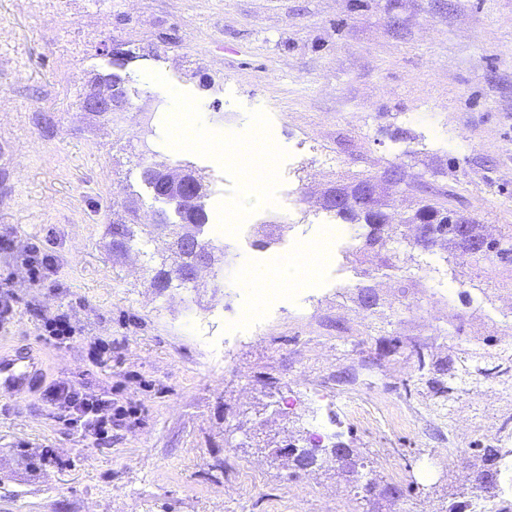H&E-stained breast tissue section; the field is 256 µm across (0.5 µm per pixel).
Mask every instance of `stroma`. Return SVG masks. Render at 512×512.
I'll return each mask as SVG.
<instances>
[{
    "mask_svg": "<svg viewBox=\"0 0 512 512\" xmlns=\"http://www.w3.org/2000/svg\"><path fill=\"white\" fill-rule=\"evenodd\" d=\"M116 44L136 90L121 126L80 108ZM183 108L201 133L252 120L286 150L263 205L235 165L162 150L204 177L209 224L233 205L249 225L225 240L218 275L160 293L140 254H110L107 228L137 181L140 133ZM391 164L408 175L388 195L396 210L425 183L490 235L512 224V0H0V235L15 243L0 250V285L16 297L0 352L39 354V387L67 381L132 412L98 440L37 397L0 393V512L492 506L470 490L483 448H512V367L484 373L512 307L479 291L488 260L447 271L430 254L429 275L404 254L385 277L377 255L355 264L340 243L303 302L271 308L262 336L236 318L251 292L221 285L240 258L286 254L327 223L326 187ZM35 241L61 263L42 287L22 263ZM361 283L377 309L361 306ZM57 308L75 329L64 345L41 328L40 311ZM392 337L403 345L389 354ZM316 442L355 449L366 469L286 470L274 454Z\"/></svg>",
    "mask_w": 512,
    "mask_h": 512,
    "instance_id": "stroma-1",
    "label": "stroma"
}]
</instances>
